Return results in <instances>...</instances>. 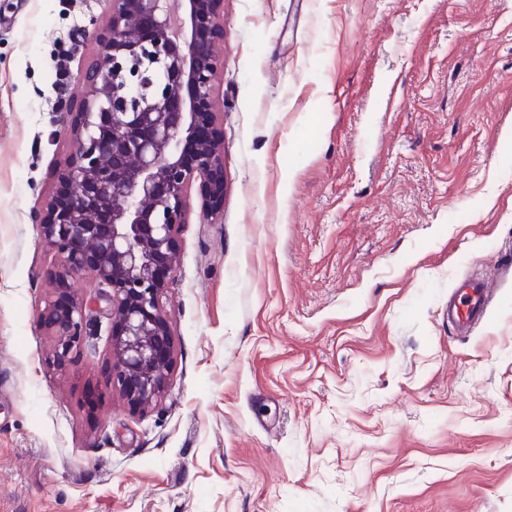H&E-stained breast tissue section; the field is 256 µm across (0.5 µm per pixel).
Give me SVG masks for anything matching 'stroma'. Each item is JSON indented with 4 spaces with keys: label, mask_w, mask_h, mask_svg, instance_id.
I'll return each mask as SVG.
<instances>
[{
    "label": "stroma",
    "mask_w": 512,
    "mask_h": 512,
    "mask_svg": "<svg viewBox=\"0 0 512 512\" xmlns=\"http://www.w3.org/2000/svg\"><path fill=\"white\" fill-rule=\"evenodd\" d=\"M108 21L0 0V512H512V0H224V216L188 188L145 409L110 320L63 372L41 322ZM465 275L499 288L461 335Z\"/></svg>",
    "instance_id": "1"
}]
</instances>
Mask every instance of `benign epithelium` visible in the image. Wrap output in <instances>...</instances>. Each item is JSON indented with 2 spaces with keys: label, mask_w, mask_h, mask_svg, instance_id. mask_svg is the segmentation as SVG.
Wrapping results in <instances>:
<instances>
[{
  "label": "benign epithelium",
  "mask_w": 512,
  "mask_h": 512,
  "mask_svg": "<svg viewBox=\"0 0 512 512\" xmlns=\"http://www.w3.org/2000/svg\"><path fill=\"white\" fill-rule=\"evenodd\" d=\"M108 2L96 59L82 75L86 96L66 113L76 147L40 220L55 255L43 321L61 368L82 345L88 313L111 320L110 386L141 408L162 397L172 362L159 297L176 269L188 187L199 182L206 223L223 217L214 77L224 60L214 46L224 39V0ZM83 275L99 292L63 299Z\"/></svg>",
  "instance_id": "benign-epithelium-1"
}]
</instances>
